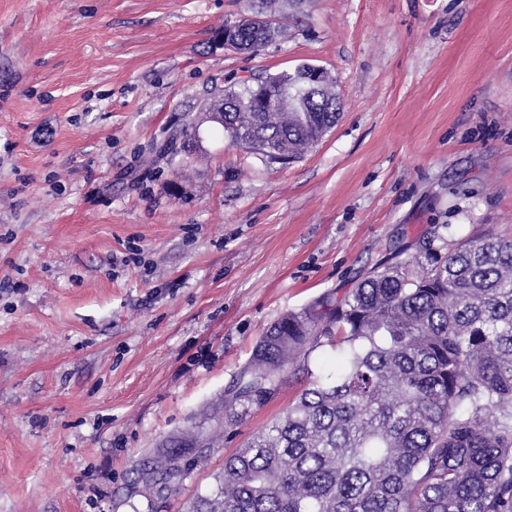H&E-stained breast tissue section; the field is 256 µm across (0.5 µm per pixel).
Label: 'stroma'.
Here are the masks:
<instances>
[{
	"mask_svg": "<svg viewBox=\"0 0 512 512\" xmlns=\"http://www.w3.org/2000/svg\"><path fill=\"white\" fill-rule=\"evenodd\" d=\"M0 0V512H187L304 387L152 498L134 465L208 427L265 330L400 246L512 238V0ZM309 63L341 117L273 163L199 123ZM189 144L167 153L174 131ZM266 4L255 9L250 15L245 16L241 21L233 25L224 26V37L218 39V45L224 47V49L232 50L237 53L247 52L241 49L239 41V32L243 29H249L254 32L259 41L261 42L262 35L272 28L277 26L275 22L279 21V18L268 14L265 10ZM243 54V53H241Z\"/></svg>",
	"mask_w": 512,
	"mask_h": 512,
	"instance_id": "stroma-1",
	"label": "stroma"
}]
</instances>
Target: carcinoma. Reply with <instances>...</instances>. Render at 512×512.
Here are the masks:
<instances>
[{
	"label": "carcinoma",
	"mask_w": 512,
	"mask_h": 512,
	"mask_svg": "<svg viewBox=\"0 0 512 512\" xmlns=\"http://www.w3.org/2000/svg\"><path fill=\"white\" fill-rule=\"evenodd\" d=\"M265 80L308 98L296 69ZM253 91H226L221 128L262 156L305 154L341 115L251 112ZM326 347L328 374L310 366ZM290 366L305 386L189 512H512V239H461L430 267L412 254L283 315L224 395V426L263 408ZM221 437L171 442L138 481L147 493L182 481Z\"/></svg>",
	"instance_id": "carcinoma-1"
}]
</instances>
